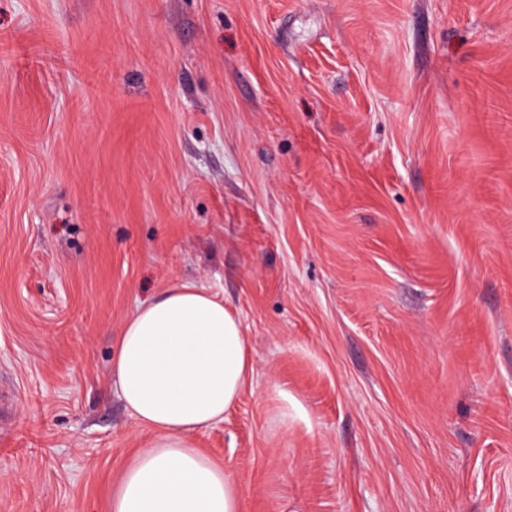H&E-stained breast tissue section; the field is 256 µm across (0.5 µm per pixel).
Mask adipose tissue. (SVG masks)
Instances as JSON below:
<instances>
[{"label": "adipose tissue", "instance_id": "1", "mask_svg": "<svg viewBox=\"0 0 512 512\" xmlns=\"http://www.w3.org/2000/svg\"><path fill=\"white\" fill-rule=\"evenodd\" d=\"M253 372L240 319L206 289L178 283L123 323L112 382L150 429L112 492L111 512H242L233 476L192 443L223 421Z\"/></svg>", "mask_w": 512, "mask_h": 512}]
</instances>
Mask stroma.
I'll return each instance as SVG.
<instances>
[{
  "label": "stroma",
  "mask_w": 512,
  "mask_h": 512,
  "mask_svg": "<svg viewBox=\"0 0 512 512\" xmlns=\"http://www.w3.org/2000/svg\"><path fill=\"white\" fill-rule=\"evenodd\" d=\"M177 281L242 512H512V0H0V512H110Z\"/></svg>",
  "instance_id": "stroma-1"
}]
</instances>
